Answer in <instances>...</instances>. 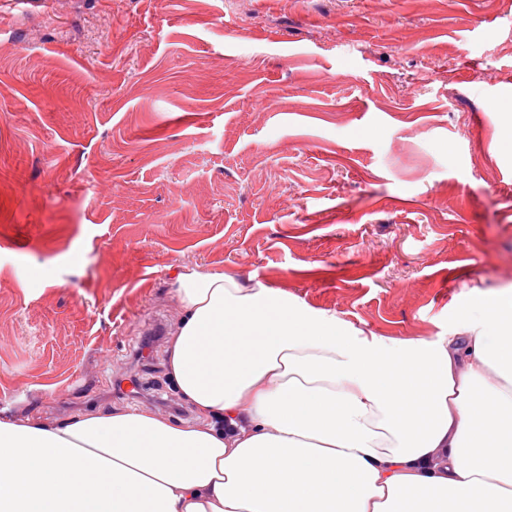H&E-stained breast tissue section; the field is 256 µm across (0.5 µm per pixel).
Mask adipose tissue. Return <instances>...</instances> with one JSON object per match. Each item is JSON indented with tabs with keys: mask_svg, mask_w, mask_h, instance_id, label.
<instances>
[{
	"mask_svg": "<svg viewBox=\"0 0 512 512\" xmlns=\"http://www.w3.org/2000/svg\"><path fill=\"white\" fill-rule=\"evenodd\" d=\"M171 294L194 423L0 416V512H512L511 291L417 339L220 270Z\"/></svg>",
	"mask_w": 512,
	"mask_h": 512,
	"instance_id": "obj_1",
	"label": "adipose tissue"
}]
</instances>
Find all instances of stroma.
<instances>
[{
	"label": "stroma",
	"mask_w": 512,
	"mask_h": 512,
	"mask_svg": "<svg viewBox=\"0 0 512 512\" xmlns=\"http://www.w3.org/2000/svg\"><path fill=\"white\" fill-rule=\"evenodd\" d=\"M14 13L0 5V410L193 421L167 364L184 266L397 339L512 289V0Z\"/></svg>",
	"instance_id": "obj_1"
}]
</instances>
